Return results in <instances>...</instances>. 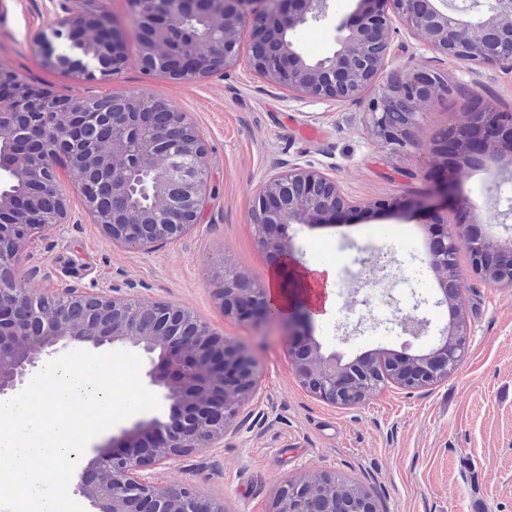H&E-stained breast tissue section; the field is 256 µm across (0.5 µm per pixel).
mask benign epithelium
Returning <instances> with one entry per match:
<instances>
[{"mask_svg": "<svg viewBox=\"0 0 512 512\" xmlns=\"http://www.w3.org/2000/svg\"><path fill=\"white\" fill-rule=\"evenodd\" d=\"M130 28L107 27L103 16L85 10L81 0H56L47 32L38 40L45 63L78 76L117 74L126 64L124 45L133 35L141 44L137 66L171 80H196L222 73L239 59V32L255 17V44L249 60L258 74L293 92L337 102L358 101L372 85L381 92L365 112L377 137L398 148L412 141L418 124L416 104L436 89L448 90L437 72L409 70L384 77L389 32L405 25L435 53L463 63H512V0H488L480 15L447 0H358L353 16L336 26V48L322 60H310L296 46L293 31L328 13V0H129ZM192 16L205 29L185 46L172 40V20ZM103 35L91 40L86 30ZM493 136L487 150L503 167L512 166V114L482 110L449 127L443 141L455 151L447 180L478 160L471 144ZM207 147L186 115L156 98L115 96L97 99L58 97L40 89L0 107V396L20 391L42 357L75 343L99 348L116 345L143 351L149 384L162 390L168 420H134L94 448L96 477L77 474L76 492L90 512H224L192 485L162 486L153 468L224 440L238 408L250 395L258 364L242 346L170 302L146 303L128 296H103L66 288L47 292L22 284L21 254L33 233L70 223L67 197L58 169L68 159L69 173L81 184L84 205L112 242L132 241L149 250L182 236L200 223L210 192ZM150 176L151 203L117 206L130 193L133 174ZM26 191L19 193L17 186ZM358 207L342 196L327 174L293 164L268 176L250 211L259 244L295 257L293 225L335 223ZM429 225V263L438 275L443 302L459 298L457 274L461 226L436 212ZM473 270L495 283L512 286V238H466ZM224 315L252 321L276 320L287 331L296 374L310 392L345 405L356 398L368 366L342 363L321 351L312 336L311 312L304 303L275 316L266 289L224 272L219 289ZM454 348L416 357L395 366L405 387H419L448 376V357L463 356L467 328L449 326ZM320 495L336 501L329 476L293 480L275 493L271 512H307Z\"/></svg>", "mask_w": 512, "mask_h": 512, "instance_id": "1", "label": "benign epithelium"}]
</instances>
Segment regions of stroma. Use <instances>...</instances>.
Instances as JSON below:
<instances>
[{"label":"stroma","instance_id":"stroma-1","mask_svg":"<svg viewBox=\"0 0 512 512\" xmlns=\"http://www.w3.org/2000/svg\"><path fill=\"white\" fill-rule=\"evenodd\" d=\"M356 6L357 0H330L325 19L293 32L301 52L330 55L337 23ZM53 12L52 0H7L0 65L58 95L153 96L186 113L208 146L211 193L200 224L146 252L113 244L85 211L75 179H62L72 221L36 233L23 252L21 263L33 272L30 287L172 302L250 348L258 362L254 393L223 441L156 466L158 483L199 486L223 502L224 512H270L280 486L319 474L340 486H362L377 512H512V288L475 274L463 250L461 300L449 309L440 301L427 259L428 229L420 222L421 211L444 210L449 224L512 235V214L504 215L502 205L512 199V172L489 162L448 186L447 196L438 193L449 161L443 132L464 119L476 93L512 113V65L460 63L394 24L389 70L432 69L448 83L447 91L419 103L417 144L399 150L364 123V102L312 99L255 73L247 63L252 24L242 27L240 59L224 75L174 81L146 74L135 63L139 44L131 39L130 63L118 76L84 80L46 68L33 49ZM295 163L334 177L358 210L333 227H293L291 260L260 246L250 208L265 177ZM341 252L356 259L357 272L338 283L337 299L364 290L361 272L375 255L392 278L413 261L420 285L410 313L432 325L416 337L361 336L334 309L314 322L323 352L345 362L396 351L423 355L454 315L469 338L446 378L420 388L392 382L361 402L333 404L300 382L279 324L238 320L220 307L215 290L225 270L266 286L271 273L289 264L332 265Z\"/></svg>","mask_w":512,"mask_h":512}]
</instances>
